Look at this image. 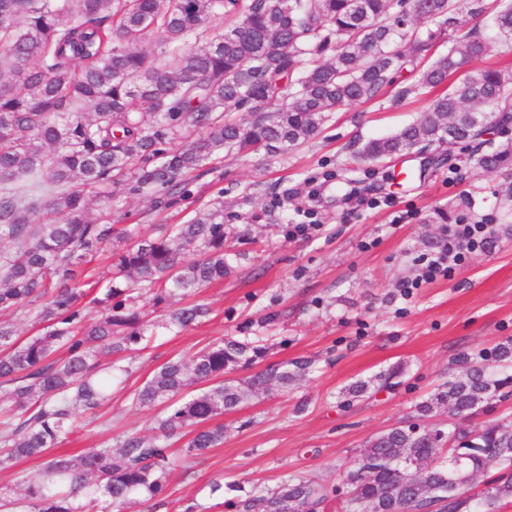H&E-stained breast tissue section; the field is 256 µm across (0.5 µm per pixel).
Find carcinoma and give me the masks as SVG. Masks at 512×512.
<instances>
[{
  "label": "carcinoma",
  "instance_id": "cac0c4a2",
  "mask_svg": "<svg viewBox=\"0 0 512 512\" xmlns=\"http://www.w3.org/2000/svg\"><path fill=\"white\" fill-rule=\"evenodd\" d=\"M491 15L499 41L512 43V0H0V470L24 458L44 467L5 495L11 512H120L166 488L176 467L170 440L191 429L187 453L224 442L216 417L254 391L288 389L307 360L270 364L248 379L231 374L265 357L260 341L226 336L187 359L159 367L133 403L160 407L150 436L128 434L79 456L50 454L81 413L112 399V353L139 351L158 330L179 332L208 316L202 303L176 306L232 268L218 205L164 234L114 248L112 203L150 194L166 207L224 152L278 156L314 139L332 112L383 96L408 63L424 62L401 94L442 89L422 116L367 141L362 162L403 154L414 144L470 143L473 120L489 107L512 122V68L449 78L482 59L487 39L461 14ZM437 21L422 35L417 21ZM162 35L158 52L141 48ZM448 35V53L429 55ZM249 113L242 123L230 108ZM486 171L512 168L506 142L478 159ZM103 203L96 220L90 201ZM104 288L77 287L78 273L103 254ZM161 319L150 325L143 307ZM100 319L88 321L89 310ZM9 319H4L3 315ZM46 331L24 339L13 318ZM512 339L477 362L461 353V375L434 401L448 428L412 436L395 426L359 450L345 491L307 477L251 492L239 512H497L512 503V427L478 426L476 408L512 396ZM200 384L195 394L186 389ZM478 473L486 489L465 487Z\"/></svg>",
  "mask_w": 512,
  "mask_h": 512
}]
</instances>
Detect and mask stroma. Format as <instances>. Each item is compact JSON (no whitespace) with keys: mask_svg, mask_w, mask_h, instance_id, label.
Listing matches in <instances>:
<instances>
[{"mask_svg":"<svg viewBox=\"0 0 512 512\" xmlns=\"http://www.w3.org/2000/svg\"><path fill=\"white\" fill-rule=\"evenodd\" d=\"M417 78L405 66L396 88L334 112L315 140L287 154L221 155L172 207L147 196L113 205L116 231L156 236L223 201L224 248L235 263L223 281L196 293L211 310L201 324L115 355L129 370L125 382L113 389L99 420L80 416L59 452L77 455L130 433L151 434L158 411L133 404V391L167 361L218 338L258 337L269 346L268 361L314 362L309 379L252 395L224 413L220 447L192 456L185 437H176L165 498L129 512L176 506L232 512L229 501L295 474L339 485L340 465L371 436L412 420L447 427L446 409L423 416L419 405L458 374V354L512 339V200L503 194V172L476 165L477 157L512 141V129L490 130L465 148L432 146L358 171L353 193L323 179L351 164L365 141L420 117L431 96L410 92ZM386 194L394 206L371 205ZM463 212L494 215L492 244L457 266L452 278L403 297L399 286L416 277L418 258L438 250L446 221ZM311 221L317 228L310 237L291 236L293 225ZM395 365L404 368L398 386L349 394L352 383Z\"/></svg>","mask_w":512,"mask_h":512,"instance_id":"1","label":"stroma"}]
</instances>
